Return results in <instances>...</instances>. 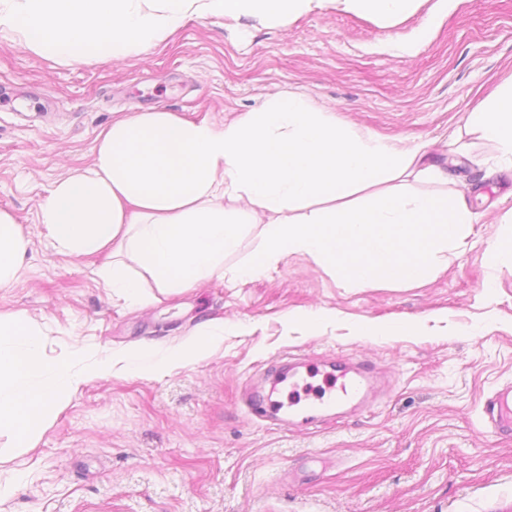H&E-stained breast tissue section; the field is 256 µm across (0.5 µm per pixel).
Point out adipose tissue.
I'll use <instances>...</instances> for the list:
<instances>
[{
  "instance_id": "1",
  "label": "adipose tissue",
  "mask_w": 512,
  "mask_h": 512,
  "mask_svg": "<svg viewBox=\"0 0 512 512\" xmlns=\"http://www.w3.org/2000/svg\"><path fill=\"white\" fill-rule=\"evenodd\" d=\"M470 119L512 161V85ZM423 159L421 150L354 131L293 94L221 126L134 112L99 134L89 169L53 185L42 222L69 255L115 247L100 276L134 303L141 281L127 275V262L170 292L223 271L248 232L238 218L243 200L268 216L265 265L303 253L346 287L401 286L447 265L449 243L471 222L464 200L406 188L405 177L435 178ZM306 202L317 211L292 216ZM28 246L13 215L0 210V287L15 279ZM47 367L28 320L0 315V428L23 447L60 396L54 386H28Z\"/></svg>"
}]
</instances>
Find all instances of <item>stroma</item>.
Here are the masks:
<instances>
[{"label": "stroma", "instance_id": "35a3bbf8", "mask_svg": "<svg viewBox=\"0 0 512 512\" xmlns=\"http://www.w3.org/2000/svg\"><path fill=\"white\" fill-rule=\"evenodd\" d=\"M512 80V0H416L399 19L343 7L286 21L195 19L109 62L67 64L0 33V209L29 241L0 313L25 316L62 386L33 447L0 432V512H512V438L484 398L512 384V167L469 114ZM289 92L338 122L423 147L442 176L412 190L471 214L448 264L421 284L347 288L296 253L257 276L214 275L145 303L105 288L107 254L54 248L41 209L88 168L112 119L150 108L221 125ZM195 360H172L200 323ZM298 379L356 362L385 391L310 428L242 403L268 367Z\"/></svg>", "mask_w": 512, "mask_h": 512}]
</instances>
